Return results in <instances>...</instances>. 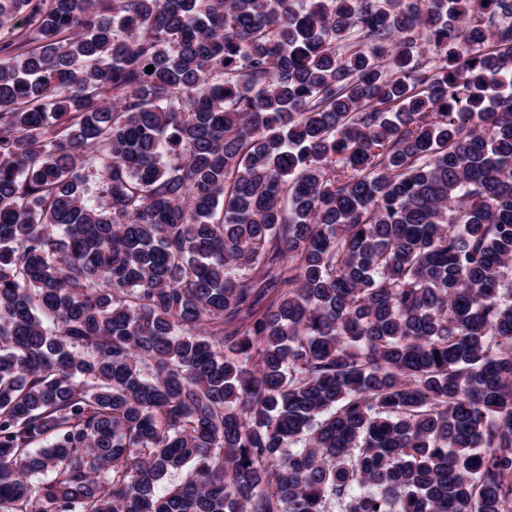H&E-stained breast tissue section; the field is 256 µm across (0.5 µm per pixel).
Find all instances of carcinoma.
<instances>
[{
    "label": "carcinoma",
    "instance_id": "obj_1",
    "mask_svg": "<svg viewBox=\"0 0 512 512\" xmlns=\"http://www.w3.org/2000/svg\"><path fill=\"white\" fill-rule=\"evenodd\" d=\"M0 512H512V0H0Z\"/></svg>",
    "mask_w": 512,
    "mask_h": 512
}]
</instances>
